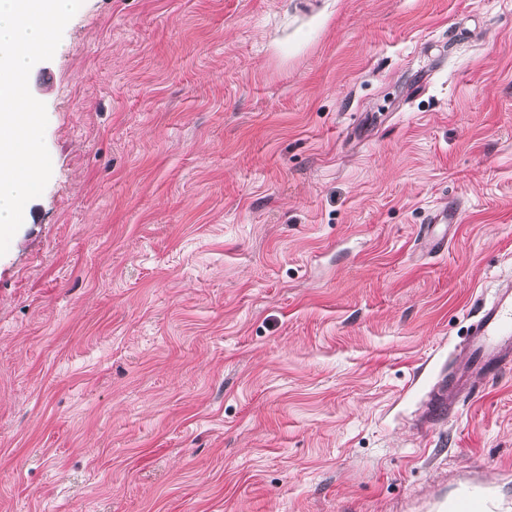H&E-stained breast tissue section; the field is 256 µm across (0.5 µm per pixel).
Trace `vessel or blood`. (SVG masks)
I'll list each match as a JSON object with an SVG mask.
<instances>
[{"instance_id": "vessel-or-blood-1", "label": "vessel or blood", "mask_w": 512, "mask_h": 512, "mask_svg": "<svg viewBox=\"0 0 512 512\" xmlns=\"http://www.w3.org/2000/svg\"><path fill=\"white\" fill-rule=\"evenodd\" d=\"M467 363L449 375L433 391L431 406L442 413L452 408L460 395L476 391L477 378L487 380L499 376L512 364V289L501 290L497 299L479 313L465 340ZM430 512H491L487 494L478 486L467 484L453 497L438 496L430 503Z\"/></svg>"}]
</instances>
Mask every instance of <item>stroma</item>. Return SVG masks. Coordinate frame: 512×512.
Listing matches in <instances>:
<instances>
[{
    "label": "stroma",
    "instance_id": "1",
    "mask_svg": "<svg viewBox=\"0 0 512 512\" xmlns=\"http://www.w3.org/2000/svg\"><path fill=\"white\" fill-rule=\"evenodd\" d=\"M32 73L0 512H512V368L423 414L512 276V0H83ZM460 222V212L453 209H442L436 212L431 219V224H428L427 231L424 235L427 238V244L431 252H436L445 249L448 246V238L446 234L435 236L432 231L433 224H458ZM430 512H492L487 494L473 484H466L448 500L437 496L429 502Z\"/></svg>",
    "mask_w": 512,
    "mask_h": 512
}]
</instances>
